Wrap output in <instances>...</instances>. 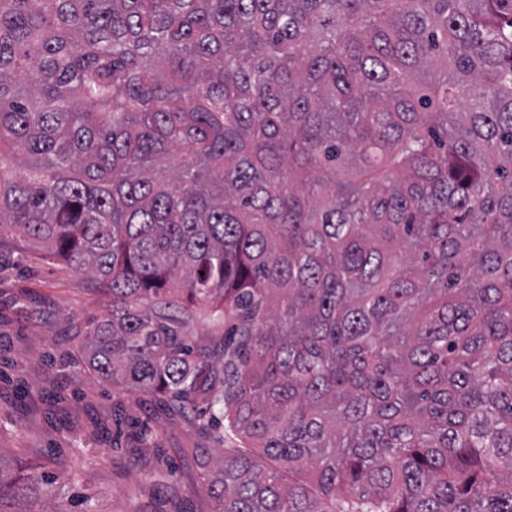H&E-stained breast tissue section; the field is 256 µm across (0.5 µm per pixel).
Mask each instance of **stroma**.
Masks as SVG:
<instances>
[{"mask_svg": "<svg viewBox=\"0 0 512 512\" xmlns=\"http://www.w3.org/2000/svg\"><path fill=\"white\" fill-rule=\"evenodd\" d=\"M110 298L28 242L0 241V512H215L202 454L222 446L81 357Z\"/></svg>", "mask_w": 512, "mask_h": 512, "instance_id": "1", "label": "stroma"}]
</instances>
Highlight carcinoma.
Here are the masks:
<instances>
[{"label": "carcinoma", "mask_w": 512, "mask_h": 512, "mask_svg": "<svg viewBox=\"0 0 512 512\" xmlns=\"http://www.w3.org/2000/svg\"><path fill=\"white\" fill-rule=\"evenodd\" d=\"M2 236L216 512H512V0H0Z\"/></svg>", "instance_id": "cac0c4a2"}]
</instances>
